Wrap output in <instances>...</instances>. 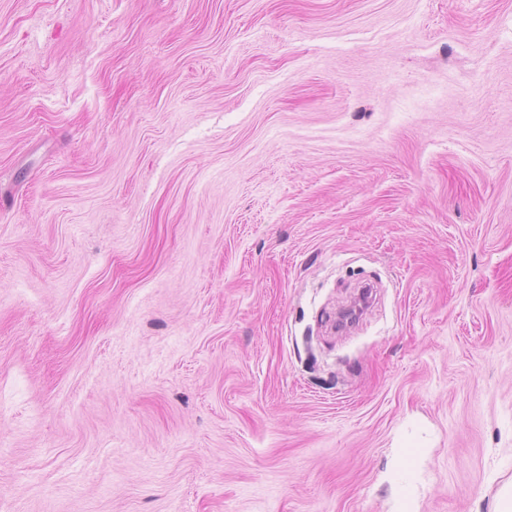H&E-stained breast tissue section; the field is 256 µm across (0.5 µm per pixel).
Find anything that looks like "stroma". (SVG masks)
Wrapping results in <instances>:
<instances>
[{
	"label": "stroma",
	"instance_id": "35a3bbf8",
	"mask_svg": "<svg viewBox=\"0 0 512 512\" xmlns=\"http://www.w3.org/2000/svg\"><path fill=\"white\" fill-rule=\"evenodd\" d=\"M512 0H0V512H493Z\"/></svg>",
	"mask_w": 512,
	"mask_h": 512
}]
</instances>
